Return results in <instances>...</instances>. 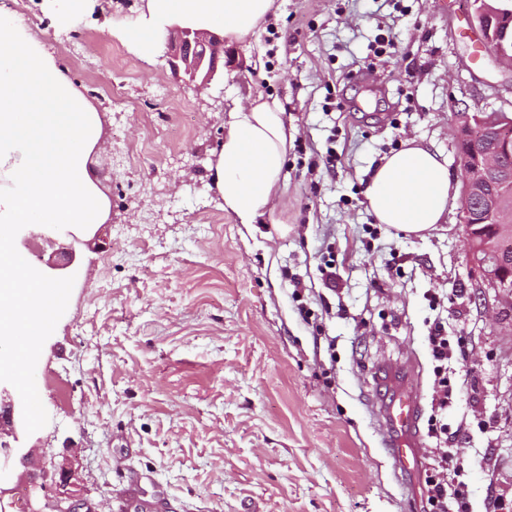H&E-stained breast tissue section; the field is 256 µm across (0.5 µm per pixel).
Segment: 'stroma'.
I'll return each instance as SVG.
<instances>
[{"label":"stroma","instance_id":"obj_1","mask_svg":"<svg viewBox=\"0 0 512 512\" xmlns=\"http://www.w3.org/2000/svg\"><path fill=\"white\" fill-rule=\"evenodd\" d=\"M140 6L95 0L45 37L105 112L112 221L77 246L28 360L31 444L74 461L95 512H122L119 458L150 512H426V470L396 477L383 446L398 388L384 373L408 375L430 417L439 317L465 339L448 445L471 512H494L512 498V309L481 295L459 209L421 238L376 223L364 195L410 138L462 180L457 113L512 116V68L481 44L473 0H274L234 46L246 68L204 90L101 33ZM388 34L396 49L378 52ZM251 95L278 100L298 132L275 214L241 224L211 175L229 119L214 103ZM56 374L67 401L45 385Z\"/></svg>","mask_w":512,"mask_h":512}]
</instances>
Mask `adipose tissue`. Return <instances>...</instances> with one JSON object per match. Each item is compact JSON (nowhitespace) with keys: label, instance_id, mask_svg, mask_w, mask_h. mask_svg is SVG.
<instances>
[{"label":"adipose tissue","instance_id":"obj_1","mask_svg":"<svg viewBox=\"0 0 512 512\" xmlns=\"http://www.w3.org/2000/svg\"><path fill=\"white\" fill-rule=\"evenodd\" d=\"M16 0H0V366L19 370L21 320L54 310L61 290L46 292L32 268L16 269L10 257L12 228L107 224L109 197L91 177L90 156L103 152L100 109L57 64L42 34L17 21ZM274 0H144L128 24L103 23L124 37L142 59H153L167 27L177 24L241 42L252 35ZM275 100L235 104L213 166L224 210L242 224L274 213L288 144L296 135ZM380 224L418 236L442 223L458 188L442 153L417 139L383 157L365 190Z\"/></svg>","mask_w":512,"mask_h":512}]
</instances>
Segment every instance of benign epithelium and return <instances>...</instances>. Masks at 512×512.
Here are the masks:
<instances>
[{
    "label": "benign epithelium",
    "mask_w": 512,
    "mask_h": 512,
    "mask_svg": "<svg viewBox=\"0 0 512 512\" xmlns=\"http://www.w3.org/2000/svg\"><path fill=\"white\" fill-rule=\"evenodd\" d=\"M512 15L496 8L491 0H476L473 23L482 42L492 47V55L512 65V46L504 43L506 26ZM235 67V55L224 51V37L188 27L175 29L169 37L164 59L183 81L207 88L224 70L221 58ZM456 146L463 177L461 219L471 268L479 277L483 293L494 292L502 304L512 306V207L505 204L506 182L501 160L512 157V119L497 112H461L455 129ZM76 260L72 246L61 247L47 261L52 271L68 273ZM0 512L4 499L15 487L27 489V512H81L86 503L69 488L75 486V471L55 456H40L39 472L28 470L36 447L27 445L31 434L30 417L21 392L0 381Z\"/></svg>",
    "instance_id": "benign-epithelium-1"
}]
</instances>
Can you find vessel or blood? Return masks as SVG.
Segmentation results:
<instances>
[{"label": "vessel or blood", "instance_id": "obj_1", "mask_svg": "<svg viewBox=\"0 0 512 512\" xmlns=\"http://www.w3.org/2000/svg\"><path fill=\"white\" fill-rule=\"evenodd\" d=\"M420 414L421 394L414 388L402 389L389 409L392 434L387 439V453L396 469L404 473L421 466V442L416 434Z\"/></svg>", "mask_w": 512, "mask_h": 512}]
</instances>
